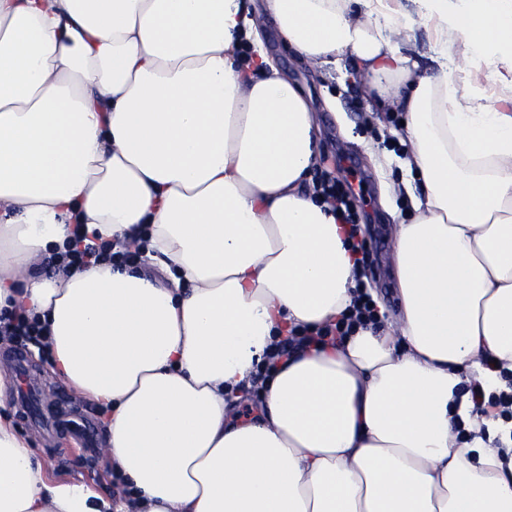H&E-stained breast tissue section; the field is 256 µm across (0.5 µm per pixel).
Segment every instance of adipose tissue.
<instances>
[{
	"label": "adipose tissue",
	"mask_w": 512,
	"mask_h": 512,
	"mask_svg": "<svg viewBox=\"0 0 512 512\" xmlns=\"http://www.w3.org/2000/svg\"><path fill=\"white\" fill-rule=\"evenodd\" d=\"M418 2L465 45L433 74L391 0H0V309L101 408L115 477L50 478L0 413V512H512V424L462 392L512 371V0ZM270 21L405 113L423 187L397 314L281 357L347 311L356 254L305 187L318 127ZM479 59L492 109L456 96ZM85 238L140 264L37 274ZM473 82H480L485 87L486 100L483 102L491 107L498 104L500 89L494 84L490 77V70L486 63L480 61L471 67L467 72L458 73L455 76V84L459 96H462L468 86ZM43 328L35 317L25 314L15 315L2 325L0 318V336H11L16 343L40 344Z\"/></svg>",
	"instance_id": "obj_1"
}]
</instances>
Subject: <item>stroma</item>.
Instances as JSON below:
<instances>
[{
  "label": "stroma",
  "mask_w": 512,
  "mask_h": 512,
  "mask_svg": "<svg viewBox=\"0 0 512 512\" xmlns=\"http://www.w3.org/2000/svg\"><path fill=\"white\" fill-rule=\"evenodd\" d=\"M395 9L399 22L410 28L412 54L421 69H435L438 35L433 24L420 20L413 0H397ZM262 39L280 70L300 87L315 112L321 130L320 160L315 173L330 174L352 187L367 228L365 238L372 251L378 299L387 313H395L399 295L390 233L394 224L411 214L414 198L422 194L415 173L404 166L405 115L368 112L361 79H341L328 69L313 75L308 64L283 43L274 25L266 26ZM20 363L26 366L41 393L45 415L55 417L77 411L88 414L98 426L102 425L103 416L96 404L74 396L51 375L44 355L32 350L22 354L12 345L0 347V376L10 383L6 403L14 426L30 437L36 458L46 463L54 478L82 482L101 493L109 490L112 471L100 454L60 450L48 443L38 425L22 414L17 403L21 379L16 366Z\"/></svg>",
  "instance_id": "stroma-1"
}]
</instances>
